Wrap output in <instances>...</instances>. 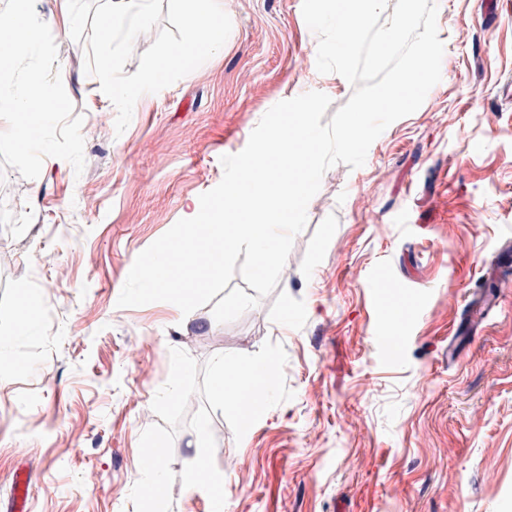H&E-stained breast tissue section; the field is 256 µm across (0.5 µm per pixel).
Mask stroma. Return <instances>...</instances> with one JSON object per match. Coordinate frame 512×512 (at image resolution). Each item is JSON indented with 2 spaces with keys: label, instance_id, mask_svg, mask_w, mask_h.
<instances>
[{
  "label": "stroma",
  "instance_id": "stroma-1",
  "mask_svg": "<svg viewBox=\"0 0 512 512\" xmlns=\"http://www.w3.org/2000/svg\"><path fill=\"white\" fill-rule=\"evenodd\" d=\"M71 3L53 37L84 170L48 157L38 178L0 174V502L22 464L31 512H135L170 348L202 363L272 341L293 399L239 441L212 413L217 469L241 462L224 512H512V288L481 324L464 320L512 239V0H436L440 82L363 166L325 172L276 288L226 324L208 305L117 299L273 105L320 91L332 115L353 88L318 73L302 0H224V46L195 60L172 56L187 0H147L131 43L126 21L106 24L112 0ZM395 307L389 354L372 338Z\"/></svg>",
  "mask_w": 512,
  "mask_h": 512
}]
</instances>
